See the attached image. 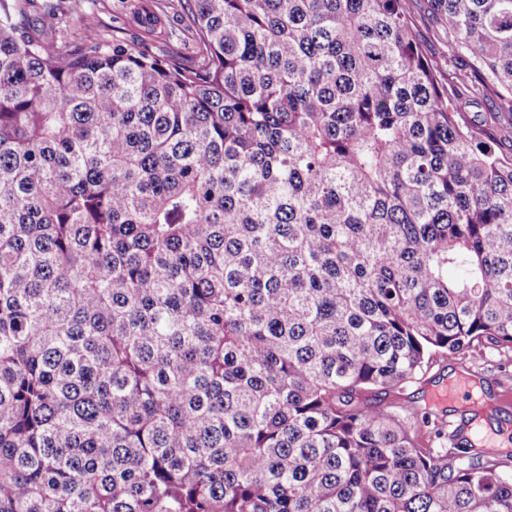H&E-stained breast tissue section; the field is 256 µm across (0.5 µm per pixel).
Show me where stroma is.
Listing matches in <instances>:
<instances>
[{
	"label": "stroma",
	"instance_id": "stroma-1",
	"mask_svg": "<svg viewBox=\"0 0 512 512\" xmlns=\"http://www.w3.org/2000/svg\"><path fill=\"white\" fill-rule=\"evenodd\" d=\"M61 12L76 17L87 10H94L98 26L105 36H118L130 44H140L142 33L123 7L121 0H99L97 7H90L88 0H58ZM406 8L412 18L415 35L424 53L440 65L448 63V42L444 28L433 13L429 0H406ZM165 26L171 30L170 40H158L149 46L156 55L177 54L185 61L195 57V42L187 30L185 12L179 0L167 10ZM464 373L479 384L483 397L481 407H474L468 396L446 407L430 406L432 391L447 382L454 374ZM404 397L416 405L430 407L429 422L416 426L423 447L457 445L456 432L471 418L474 410L484 412L487 419L496 424L508 442L507 451L512 454V349L483 348L455 358H444L433 363L420 382L408 386Z\"/></svg>",
	"mask_w": 512,
	"mask_h": 512
}]
</instances>
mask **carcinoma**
<instances>
[{
	"label": "carcinoma",
	"mask_w": 512,
	"mask_h": 512,
	"mask_svg": "<svg viewBox=\"0 0 512 512\" xmlns=\"http://www.w3.org/2000/svg\"><path fill=\"white\" fill-rule=\"evenodd\" d=\"M186 4L0 0V512H512L385 402L512 349V0H431L446 76L405 0ZM99 29L106 37L112 34L129 44L138 45L142 40L139 27L132 21L119 0H100L95 10ZM166 9L164 18L165 26L172 30L170 40H158L149 44V50L156 55L177 54L185 61L190 62L195 58V42L191 33L187 31V20L181 4L175 0Z\"/></svg>",
	"instance_id": "obj_1"
}]
</instances>
